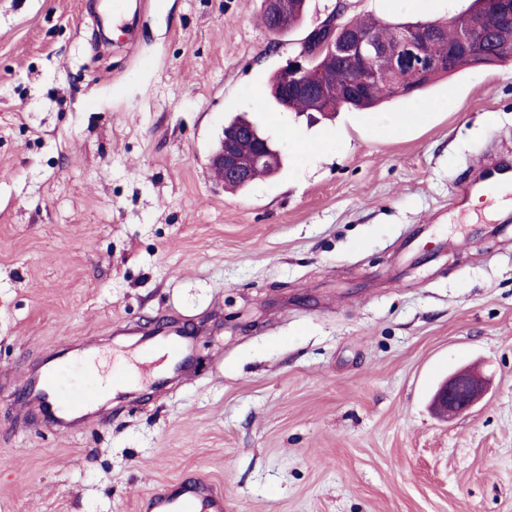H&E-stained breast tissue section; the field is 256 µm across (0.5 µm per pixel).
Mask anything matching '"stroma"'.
Masks as SVG:
<instances>
[{"label":"stroma","mask_w":512,"mask_h":512,"mask_svg":"<svg viewBox=\"0 0 512 512\" xmlns=\"http://www.w3.org/2000/svg\"><path fill=\"white\" fill-rule=\"evenodd\" d=\"M96 0H0V512H146L200 475L224 512H512V201L468 204L512 162V65L469 69L394 132L365 113L274 110L270 77L315 25L446 18L473 0H309L281 34L263 0H134L132 39ZM319 146L246 192L214 180L232 113ZM196 329L195 368L142 370L159 320ZM88 342L137 381L74 433L15 396ZM477 366L485 399L434 417ZM477 174L481 176V179L472 183V187L480 185L485 192L493 193L503 185L512 183V164L508 162L495 163L484 167ZM498 192L500 195H505L510 192V188L505 186ZM488 390V381L479 372L461 369L439 384L432 398V407L441 418L452 419L470 411Z\"/></svg>","instance_id":"35a3bbf8"}]
</instances>
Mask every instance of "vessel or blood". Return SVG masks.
<instances>
[{"mask_svg":"<svg viewBox=\"0 0 512 512\" xmlns=\"http://www.w3.org/2000/svg\"><path fill=\"white\" fill-rule=\"evenodd\" d=\"M480 186L492 193L512 183V164L499 162L480 172ZM28 398L52 423L61 429L74 423H88L97 415V396L93 391L75 393L67 389L58 372L41 373L24 379ZM156 512H224V497L201 483L177 484L154 496Z\"/></svg>","mask_w":512,"mask_h":512,"instance_id":"1","label":"vessel or blood"}]
</instances>
